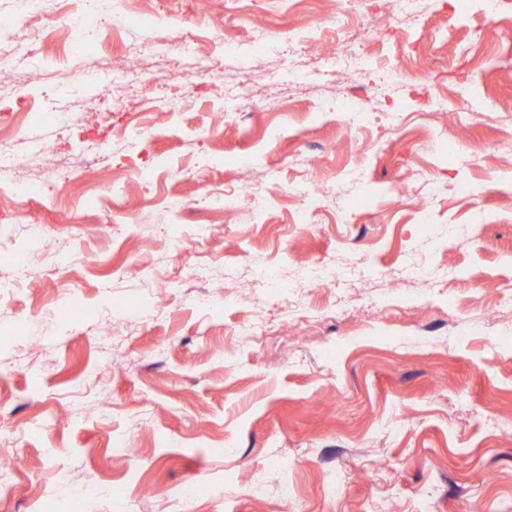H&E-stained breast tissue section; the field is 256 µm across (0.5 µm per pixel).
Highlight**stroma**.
Returning a JSON list of instances; mask_svg holds the SVG:
<instances>
[{"mask_svg": "<svg viewBox=\"0 0 512 512\" xmlns=\"http://www.w3.org/2000/svg\"><path fill=\"white\" fill-rule=\"evenodd\" d=\"M340 6L383 21L363 46L371 67L343 78L321 62L346 35L328 22ZM114 19L45 22L27 60L43 79L0 82V123L18 138L54 144L58 165L102 154L63 182L42 160L0 174L23 213L0 233V270L19 279L0 303V427L21 463L0 478L13 488L0 512H512V318L499 310L512 292V31L467 0H423L406 21L386 0H133ZM271 23L275 48L254 47L253 28ZM116 30L134 49L164 37L214 54L234 34L256 56L249 80L281 108L224 112L235 60L207 79L189 65L152 88L186 105L142 114L124 137L140 76L116 73L122 111L76 76ZM340 88L375 93L367 134H346ZM436 92L449 116L428 114ZM42 99L57 112L14 123ZM488 111L497 122L477 120ZM437 134L448 153L432 148ZM243 162L269 188L254 214L224 201ZM309 169L321 190L303 231L292 190ZM74 212L82 223H68ZM316 262L336 270L328 287L304 276ZM202 263L207 311L190 303ZM261 263L288 291L252 286ZM412 265L430 276L409 277ZM59 299L80 318L47 316ZM251 320L253 336H238ZM105 325L118 352L96 342ZM92 480L111 497L79 498ZM197 482L206 495L180 497Z\"/></svg>", "mask_w": 512, "mask_h": 512, "instance_id": "stroma-1", "label": "stroma"}]
</instances>
